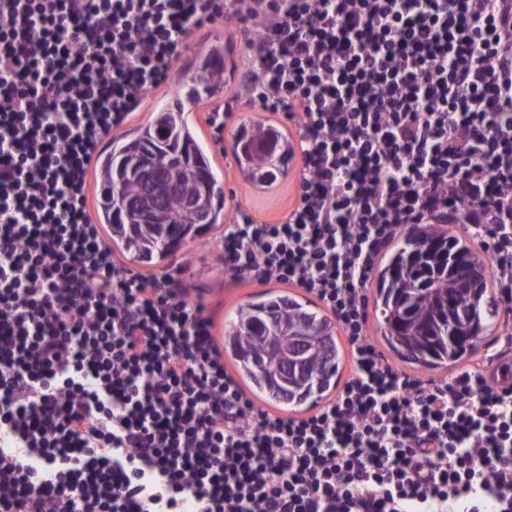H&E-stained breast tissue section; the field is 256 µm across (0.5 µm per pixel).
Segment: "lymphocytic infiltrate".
<instances>
[{
	"label": "lymphocytic infiltrate",
	"instance_id": "1",
	"mask_svg": "<svg viewBox=\"0 0 512 512\" xmlns=\"http://www.w3.org/2000/svg\"><path fill=\"white\" fill-rule=\"evenodd\" d=\"M223 23L302 169L218 258L317 299L351 364L302 417L256 403L190 288L118 263L91 217L106 141ZM460 200L506 335L493 373L427 379L376 348L367 288ZM0 512H512V0H0Z\"/></svg>",
	"mask_w": 512,
	"mask_h": 512
}]
</instances>
